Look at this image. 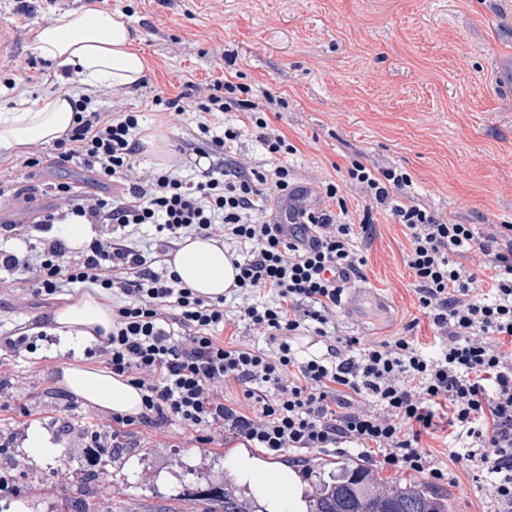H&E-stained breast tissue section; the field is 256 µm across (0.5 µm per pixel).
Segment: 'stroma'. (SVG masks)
<instances>
[{"mask_svg": "<svg viewBox=\"0 0 512 512\" xmlns=\"http://www.w3.org/2000/svg\"><path fill=\"white\" fill-rule=\"evenodd\" d=\"M70 9L121 10L141 32L150 64L145 85L104 101L109 110L144 113L147 132H161L167 151L188 138L191 115L163 124L150 114L154 90L179 94L187 81L204 82L231 73L255 96L278 100L270 125L296 151L288 165L295 183L307 190L306 204L321 205L316 188L337 182L349 209L359 194L344 176L352 160L376 169L400 168L413 178L421 204L453 224L512 225V0H65ZM15 0H0V24L16 33L0 49V111L18 105L9 80L32 77L27 95L63 86L52 66L31 50L34 28L51 23L58 8L25 17ZM240 134L235 159L254 165L271 157L246 115H215ZM39 166L21 176L19 191L69 183L92 198L110 193L80 165L50 161L52 144L41 146ZM376 233L363 247L367 263L363 288L388 303L367 310L360 322L339 315L337 327L349 336L382 339L417 314L413 278L403 263L408 240L385 213L373 214ZM81 290L52 298L35 296L23 283L0 292V335L81 297ZM82 361L103 367L90 345L74 346L59 336L36 341L20 355L0 350V469L14 489L0 494V512H80L84 501L98 512H208L209 483L224 477V464L240 443L209 448L190 439H169L143 431L112 465L97 469L83 457L84 424L106 416L76 401L59 386L63 367ZM34 412L18 415L19 404ZM74 405L79 426L63 430L66 405ZM50 437L53 455L28 448L32 434ZM67 454L66 473L55 458Z\"/></svg>", "mask_w": 512, "mask_h": 512, "instance_id": "1", "label": "stroma"}]
</instances>
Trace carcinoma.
Wrapping results in <instances>:
<instances>
[{"label":"carcinoma","mask_w":512,"mask_h":512,"mask_svg":"<svg viewBox=\"0 0 512 512\" xmlns=\"http://www.w3.org/2000/svg\"><path fill=\"white\" fill-rule=\"evenodd\" d=\"M309 468L319 472L304 492L303 512H452L448 495L419 481L389 484L353 457L336 461V468L327 472L322 462ZM207 494L219 512H250L249 488L228 478Z\"/></svg>","instance_id":"carcinoma-1"}]
</instances>
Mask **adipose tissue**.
Masks as SVG:
<instances>
[{"label": "adipose tissue", "instance_id": "obj_1", "mask_svg": "<svg viewBox=\"0 0 512 512\" xmlns=\"http://www.w3.org/2000/svg\"><path fill=\"white\" fill-rule=\"evenodd\" d=\"M140 32L131 18L116 10L92 8L59 14L33 32L32 48L57 72L81 73L91 85L109 83L134 89L143 83L150 67L139 44ZM70 92L59 90L25 99L22 108L0 113V151L16 154L29 147L60 140L75 118ZM169 267L197 294L217 298L233 287L237 271L223 245L198 235L182 239ZM52 332L75 344L107 336L112 330V309L93 295L56 309ZM59 383L73 396L102 413L135 415L142 396L125 378L98 368L73 364L63 368ZM227 466L232 476L247 482L276 512H298L295 475L279 464L251 457L248 451L232 456Z\"/></svg>", "mask_w": 512, "mask_h": 512}]
</instances>
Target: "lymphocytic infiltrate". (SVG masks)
<instances>
[{
    "mask_svg": "<svg viewBox=\"0 0 512 512\" xmlns=\"http://www.w3.org/2000/svg\"><path fill=\"white\" fill-rule=\"evenodd\" d=\"M74 128L56 143L54 162L81 165L112 194L90 199L68 184L52 185L53 205L39 217L112 225V239L70 257L62 238L43 240L25 256L0 253V269L23 274L37 294L94 288L113 299L111 333L97 344L113 375L142 393L138 415H113L86 436L84 459L105 467L143 430L201 445L228 438L280 457L312 449L355 450L372 468L448 482L455 468L487 486L493 512H512V225L450 224L413 202L409 173L352 162L347 180L365 201L359 222L335 182L321 186L336 210L296 202L286 158L295 147L270 126L267 106L231 78L188 83L198 115L190 138L164 167H140L139 112H110L100 99L112 88L81 87ZM244 112L273 156L269 168L229 164L235 127L215 134L209 117ZM207 159L195 176L192 156ZM293 202L289 225L270 217L271 203ZM383 210L404 227L403 255L430 342L414 323L378 341L341 334L336 314L344 285L330 271L361 274V244L372 237V213ZM158 233L140 244L143 226ZM187 235L229 245L239 275L232 288L237 314L224 298L186 287L167 259ZM475 254L491 270L489 287L460 262ZM233 332H226V325ZM241 395L230 400L229 387ZM443 438V451L425 438Z\"/></svg>",
    "mask_w": 512,
    "mask_h": 512,
    "instance_id": "obj_1",
    "label": "lymphocytic infiltrate"
}]
</instances>
